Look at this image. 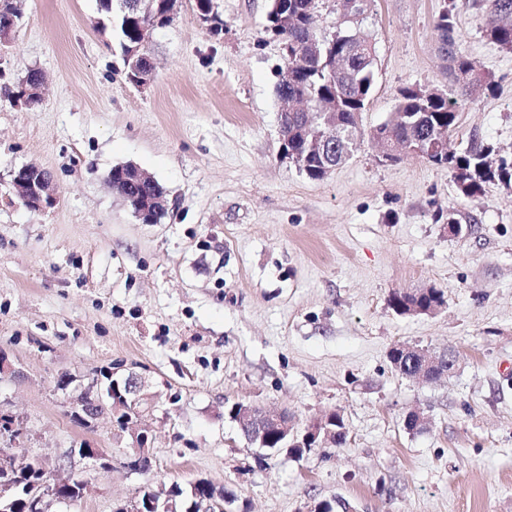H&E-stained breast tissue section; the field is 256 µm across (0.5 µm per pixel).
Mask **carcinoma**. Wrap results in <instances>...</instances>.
Here are the masks:
<instances>
[{
    "label": "carcinoma",
    "mask_w": 512,
    "mask_h": 512,
    "mask_svg": "<svg viewBox=\"0 0 512 512\" xmlns=\"http://www.w3.org/2000/svg\"><path fill=\"white\" fill-rule=\"evenodd\" d=\"M280 5L293 17L288 27L281 31L288 42V58L300 57L306 66L292 70L288 85H278L277 96H294L305 102L312 114L327 111L331 103L340 118L348 125L357 126L354 115L365 108L370 95L375 56L369 38L361 31L338 29L331 38L320 36L312 28V17L319 0H270V8ZM454 5L449 4L440 14L438 29L442 31L441 50L447 56L449 74L456 84L454 96L435 99L429 91L405 88L400 91L396 104L382 128H390L392 137L398 141L397 149L403 153L414 152L422 147L424 140L442 137L453 131L458 122L460 109L469 101L492 92V82L481 74L473 61L462 51L454 36ZM486 36L503 49L512 50V23L503 21L512 14V0H486ZM148 18L128 9L121 10L116 21V31L121 50L141 39ZM348 54V73L338 80L328 69L325 52ZM282 132L288 135L289 147L307 158L304 173L311 180H321L326 171L315 154H309L310 139L303 125L293 116L283 120ZM448 171L465 197H476L483 192L486 183L495 179L511 181L512 172L494 166L490 152L472 146L467 151L448 159ZM390 306L400 316L426 314L445 303L444 292L437 288H426L423 294L413 299L402 292H394ZM175 512H196V498L191 489L178 487Z\"/></svg>",
    "instance_id": "1"
}]
</instances>
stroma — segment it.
<instances>
[{
    "instance_id": "1",
    "label": "stroma",
    "mask_w": 512,
    "mask_h": 512,
    "mask_svg": "<svg viewBox=\"0 0 512 512\" xmlns=\"http://www.w3.org/2000/svg\"><path fill=\"white\" fill-rule=\"evenodd\" d=\"M269 0H195L150 48L152 80L126 78L99 0H22L0 48V407L22 418L18 457L54 463L87 443L114 460L71 512H115L144 485L207 479L227 512H512V184L460 196L444 166L382 162L364 144L320 181L280 159L283 65ZM444 0H367L376 50L362 130L407 86L451 92L440 52ZM455 37L494 83L468 102L448 146L512 161V51L485 35L483 0H455ZM45 77L29 108L4 96L27 69ZM149 172L167 194L138 220L107 184L114 166ZM24 166L51 172L54 204L27 209ZM457 222L468 228L455 234ZM440 288L436 313L397 315L395 291ZM452 351L449 376L399 375L397 344ZM121 364L156 394L141 424L151 467L121 465L133 438L110 415L86 428L56 385ZM287 411L301 433L330 412L344 445L303 456L248 447L227 406ZM426 427L407 429L408 412Z\"/></svg>"
}]
</instances>
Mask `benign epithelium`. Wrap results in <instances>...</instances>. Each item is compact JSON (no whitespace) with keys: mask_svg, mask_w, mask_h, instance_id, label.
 Here are the masks:
<instances>
[{"mask_svg":"<svg viewBox=\"0 0 512 512\" xmlns=\"http://www.w3.org/2000/svg\"><path fill=\"white\" fill-rule=\"evenodd\" d=\"M366 0H345L343 2L342 20L352 23L360 21L364 13ZM126 66L138 74L139 84L145 85L153 77L150 58L144 53L135 50L125 57ZM324 134L313 144L314 150L322 157L326 171L336 169V158H349V145L353 140V129L336 119V113H322ZM374 136L379 157L384 162L392 161L395 157L394 142L385 140L376 129L370 130ZM425 156L443 164L448 162V140L434 139L428 142ZM118 171L125 178L127 186L154 183L153 178L146 171L136 166L126 169L118 167ZM16 196L32 211H41L52 204L56 197L57 187L50 173L35 166H25L14 174L12 180ZM134 214L146 223H153L159 214L166 209L167 199L158 196L131 195ZM408 364L405 370L411 377L423 379L425 375L441 366L453 369V356L447 352L433 353L425 348L406 346ZM74 379L68 378L59 384L71 417L84 426L95 422L99 416L108 412L112 417H121L123 429H128L133 420L140 418L143 406L150 403L152 395L145 378L130 369L119 372L114 367L105 373V377L97 376L88 384L72 386ZM241 425L246 427L252 438L265 443V433L270 428L279 430L285 436L291 435L288 420L283 413L275 411H262L248 404L242 407L239 416ZM24 435L23 423L17 417L0 411V437L9 440V443L0 446V471L10 472L18 468V458L15 447ZM133 452L126 455L123 466L132 473L142 472L143 464L149 459L148 432L140 428L133 435ZM83 464V470L93 472H109L112 470V457L101 448L86 446H72L58 459L54 466H49L41 458L35 457L28 461L29 469L33 472L35 480L31 482H0V512H18L20 506H25L27 512H48L49 506L57 504L72 508L91 493V483L86 479H79L74 475L62 477L65 467ZM195 488L205 489V493L198 496L199 512H224V498L219 491L200 480L192 483ZM120 512H172V504L159 501L151 496H136L119 507Z\"/></svg>","mask_w":512,"mask_h":512,"instance_id":"7a95c632","label":"benign epithelium"}]
</instances>
